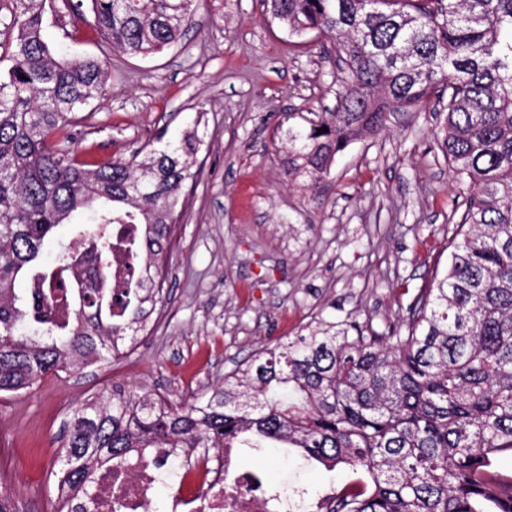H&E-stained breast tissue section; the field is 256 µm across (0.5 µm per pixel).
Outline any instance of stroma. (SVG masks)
<instances>
[{
	"instance_id": "obj_1",
	"label": "stroma",
	"mask_w": 512,
	"mask_h": 512,
	"mask_svg": "<svg viewBox=\"0 0 512 512\" xmlns=\"http://www.w3.org/2000/svg\"><path fill=\"white\" fill-rule=\"evenodd\" d=\"M45 25L68 56H111V93L61 142L69 158L128 160L194 128L202 172L184 189L148 335L111 364L0 396V494L17 512H54L70 416L113 383L188 400L260 346L318 321L399 330L448 266L469 189L449 174L444 115L429 107L389 116L385 132L350 144L321 180L288 174L289 128L333 109L351 74L336 67L334 37L312 31L296 46L261 0H198L180 44L147 57L110 52L89 12L49 10ZM232 460L278 487L291 512L345 477L272 448H242Z\"/></svg>"
}]
</instances>
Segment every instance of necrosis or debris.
Instances as JSON below:
<instances>
[{"label":"necrosis or debris","mask_w":512,"mask_h":512,"mask_svg":"<svg viewBox=\"0 0 512 512\" xmlns=\"http://www.w3.org/2000/svg\"><path fill=\"white\" fill-rule=\"evenodd\" d=\"M174 459L178 489L171 512H287L274 493L250 491L241 477L213 468L208 455L184 448H166L157 456L134 452L102 471L90 491L92 512H146L158 492L162 465Z\"/></svg>","instance_id":"1"}]
</instances>
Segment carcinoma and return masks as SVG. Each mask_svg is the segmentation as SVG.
I'll return each instance as SVG.
<instances>
[{
    "instance_id": "cac0c4a2",
    "label": "carcinoma",
    "mask_w": 512,
    "mask_h": 512,
    "mask_svg": "<svg viewBox=\"0 0 512 512\" xmlns=\"http://www.w3.org/2000/svg\"><path fill=\"white\" fill-rule=\"evenodd\" d=\"M90 2L105 42L128 56L173 47L194 24L195 0ZM263 2L292 36L336 35V57L352 75L336 111L288 129V172L320 180L356 137L434 100L446 112L449 167L471 184L468 232L390 336L322 321L256 351L191 403L150 401L132 386L84 403L59 449L56 512H90L96 472L138 449L269 446L350 471L310 512H512V476L494 468L512 452V0ZM48 5L72 8L71 0L0 3L12 35L0 42V63L12 61L0 69V394L109 364L147 331L163 300L162 241L199 176L196 130L94 169L55 145L75 112L111 88L108 55L69 60L45 39ZM76 216L97 228L75 234L65 261L93 260L103 284L94 293L39 262L45 239ZM114 224L142 225L129 251L146 271L118 303ZM58 292L70 295L68 318L55 312Z\"/></svg>"
}]
</instances>
